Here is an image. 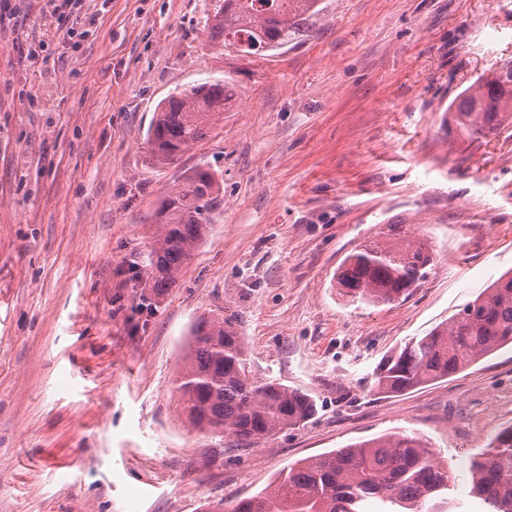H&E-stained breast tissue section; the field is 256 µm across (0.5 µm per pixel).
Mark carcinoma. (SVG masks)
Instances as JSON below:
<instances>
[{
  "label": "carcinoma",
  "mask_w": 512,
  "mask_h": 512,
  "mask_svg": "<svg viewBox=\"0 0 512 512\" xmlns=\"http://www.w3.org/2000/svg\"><path fill=\"white\" fill-rule=\"evenodd\" d=\"M319 0H217L210 34L226 49L271 51L288 43ZM229 101L226 85L202 83L170 94L149 131L151 153L170 165L203 140ZM460 132L486 137L512 124V65L469 87L452 109ZM219 178L197 169L157 211L160 233L150 258L149 287L161 295L204 242L221 206ZM435 268L422 241L375 240L336 271L339 294L352 302L392 304L408 297ZM179 389L196 428L257 441L297 425L316 410L308 395L249 376L243 337L231 316L203 317L190 331ZM512 344V274L506 272L447 323L411 339L376 368L380 394L402 393L451 377ZM470 496L488 512H512V425L500 429L469 465ZM454 482L428 442L406 433L351 444L288 468L265 496L222 512H453Z\"/></svg>",
  "instance_id": "cac0c4a2"
}]
</instances>
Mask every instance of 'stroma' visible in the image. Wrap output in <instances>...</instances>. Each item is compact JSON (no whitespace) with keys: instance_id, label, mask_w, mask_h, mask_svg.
Masks as SVG:
<instances>
[{"instance_id":"obj_1","label":"stroma","mask_w":512,"mask_h":512,"mask_svg":"<svg viewBox=\"0 0 512 512\" xmlns=\"http://www.w3.org/2000/svg\"><path fill=\"white\" fill-rule=\"evenodd\" d=\"M215 0H9L0 20V512H216L293 464L404 431L458 476L512 425V348L398 395L378 363L512 269V128L448 110L512 62V0H320L287 45L209 37ZM233 90L208 136L153 161L175 89ZM223 179L206 240L146 286L162 199ZM436 266L406 300L350 303L334 276L373 240ZM235 314L253 377L308 394L254 443L194 429L177 386L192 323Z\"/></svg>"}]
</instances>
